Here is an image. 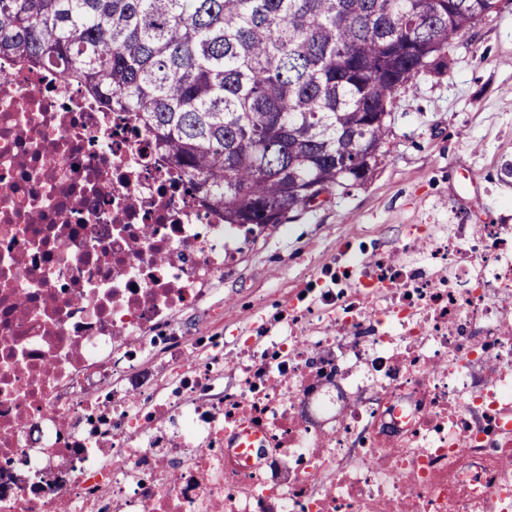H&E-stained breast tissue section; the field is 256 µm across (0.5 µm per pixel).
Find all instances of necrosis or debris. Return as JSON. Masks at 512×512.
<instances>
[{
    "instance_id": "4bbe7bcc",
    "label": "necrosis or debris",
    "mask_w": 512,
    "mask_h": 512,
    "mask_svg": "<svg viewBox=\"0 0 512 512\" xmlns=\"http://www.w3.org/2000/svg\"><path fill=\"white\" fill-rule=\"evenodd\" d=\"M149 142L0 60V512H512V225L377 255L228 367L172 323L248 227Z\"/></svg>"
}]
</instances>
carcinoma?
Here are the masks:
<instances>
[{
  "instance_id": "carcinoma-1",
  "label": "carcinoma",
  "mask_w": 512,
  "mask_h": 512,
  "mask_svg": "<svg viewBox=\"0 0 512 512\" xmlns=\"http://www.w3.org/2000/svg\"><path fill=\"white\" fill-rule=\"evenodd\" d=\"M497 0H0V58L50 68L150 135L256 238L384 163L395 94Z\"/></svg>"
}]
</instances>
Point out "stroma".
<instances>
[{"label": "stroma", "instance_id": "1", "mask_svg": "<svg viewBox=\"0 0 512 512\" xmlns=\"http://www.w3.org/2000/svg\"><path fill=\"white\" fill-rule=\"evenodd\" d=\"M387 157L347 194L291 215L245 246L209 304L176 321L263 340L280 310L330 270L354 282L358 261L404 253L409 242L451 224H512V0L455 38L445 73L399 90Z\"/></svg>", "mask_w": 512, "mask_h": 512}]
</instances>
